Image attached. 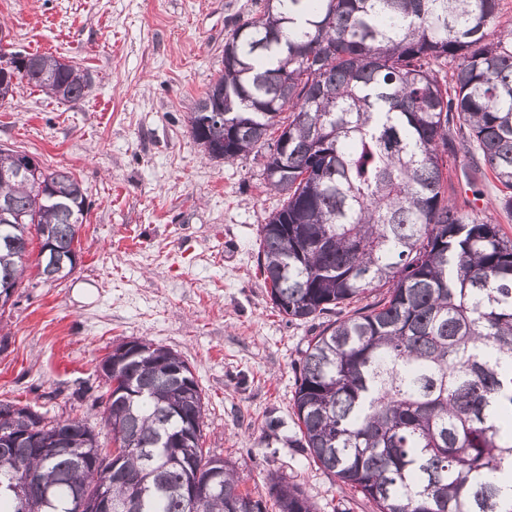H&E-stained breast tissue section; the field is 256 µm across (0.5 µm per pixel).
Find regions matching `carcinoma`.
<instances>
[{
	"label": "carcinoma",
	"instance_id": "1",
	"mask_svg": "<svg viewBox=\"0 0 512 512\" xmlns=\"http://www.w3.org/2000/svg\"><path fill=\"white\" fill-rule=\"evenodd\" d=\"M499 12L500 0H265L189 116L224 161L264 152L266 187L285 196L257 253L279 312L306 322L381 292L309 340L293 403L299 447L376 512H512V240L446 196L462 151L512 212ZM24 59L0 67V85L86 96L79 67ZM85 205L66 169L0 183V280L21 284L36 237L70 253ZM124 347L103 372L115 448L82 417L23 405L0 434V512H79L99 492L135 512H267L202 448V390L180 354L145 339L113 352ZM63 435L73 450L38 451ZM192 478L220 490L192 501ZM268 494L278 512H316L296 484L272 477Z\"/></svg>",
	"mask_w": 512,
	"mask_h": 512
}]
</instances>
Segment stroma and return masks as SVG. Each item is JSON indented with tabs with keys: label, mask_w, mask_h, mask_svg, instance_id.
Returning <instances> with one entry per match:
<instances>
[{
	"label": "stroma",
	"mask_w": 512,
	"mask_h": 512,
	"mask_svg": "<svg viewBox=\"0 0 512 512\" xmlns=\"http://www.w3.org/2000/svg\"><path fill=\"white\" fill-rule=\"evenodd\" d=\"M264 0H0L13 52L50 54L88 71L78 103L32 87L0 104V148L71 171L86 190L79 261L63 281L26 275L0 314V400L86 416L106 390L97 365L117 344L178 351L207 409L203 446L232 463L252 495L268 476L299 484L318 512H372L294 443L296 373L319 320L274 307L256 267L259 228L283 203L264 158L204 157L187 117L224 61V43ZM457 159L449 196L495 209L496 181L472 182ZM276 429H267L268 418Z\"/></svg>",
	"instance_id": "1"
}]
</instances>
